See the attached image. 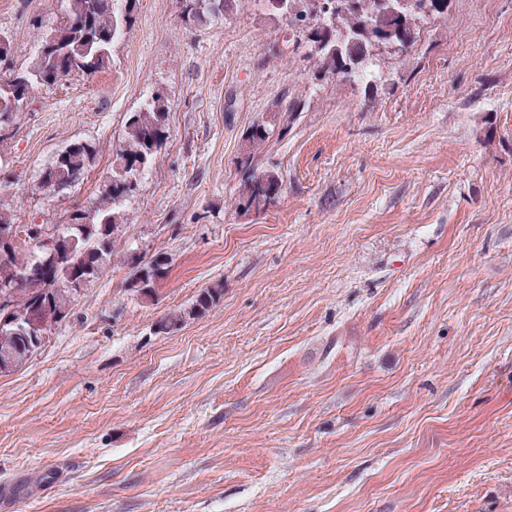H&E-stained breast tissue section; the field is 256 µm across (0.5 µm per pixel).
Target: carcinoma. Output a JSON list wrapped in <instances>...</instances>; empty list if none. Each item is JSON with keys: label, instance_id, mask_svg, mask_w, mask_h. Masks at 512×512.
I'll return each mask as SVG.
<instances>
[{"label": "carcinoma", "instance_id": "carcinoma-1", "mask_svg": "<svg viewBox=\"0 0 512 512\" xmlns=\"http://www.w3.org/2000/svg\"><path fill=\"white\" fill-rule=\"evenodd\" d=\"M65 16L39 37L36 58L26 67L0 75V124L12 115L11 102L19 91L33 92L52 86L73 73L93 77L108 67L112 46L124 34V24L133 0H66ZM185 21L198 26L226 16L242 0H179ZM440 9L406 18L394 11L386 0H339L333 7L325 0H283L278 14L305 33L310 44L308 59L316 72L355 81L358 75L380 60L379 44L391 36L403 44L398 56L406 59L423 22L448 15L449 0ZM168 112L164 97L154 95L128 119L124 134L113 155L110 176L92 206L75 212L68 224L56 225L69 256L64 261L46 260L40 246H14L11 256L0 259V291L10 296L8 324L0 325V357L14 355L12 371L25 366L35 355L27 334V314L38 303L47 282L57 285L51 303L44 308L41 334H50L71 314L75 289L99 280L120 256L114 229L121 226L127 202L133 197L134 182L150 165L167 139ZM270 139L268 124L258 123L247 131L238 205L249 208L260 184L278 198L282 181L275 170L258 168L255 156ZM96 148L87 142L70 145L68 153L55 161L42 175L41 185L49 190L77 181L95 161ZM129 266V290L145 299L153 298L155 286L170 267L169 257L157 254L148 261L125 252ZM224 288L217 285L201 289L190 306L174 310L156 323L158 334L176 331L189 319L199 318L218 306Z\"/></svg>", "mask_w": 512, "mask_h": 512}]
</instances>
